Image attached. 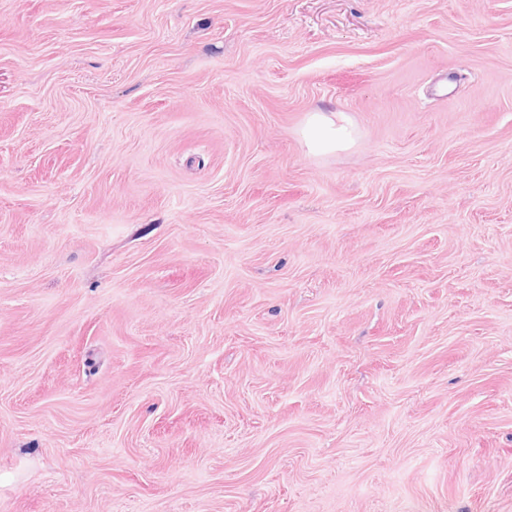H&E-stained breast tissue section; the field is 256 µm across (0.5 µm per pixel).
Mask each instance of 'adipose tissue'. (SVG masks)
Instances as JSON below:
<instances>
[{"label":"adipose tissue","mask_w":512,"mask_h":512,"mask_svg":"<svg viewBox=\"0 0 512 512\" xmlns=\"http://www.w3.org/2000/svg\"><path fill=\"white\" fill-rule=\"evenodd\" d=\"M299 137L308 155L322 157L351 149L357 133L344 113L317 110L308 113Z\"/></svg>","instance_id":"obj_1"}]
</instances>
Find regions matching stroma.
I'll use <instances>...</instances> for the list:
<instances>
[{"label":"stroma","instance_id":"obj_1","mask_svg":"<svg viewBox=\"0 0 512 512\" xmlns=\"http://www.w3.org/2000/svg\"><path fill=\"white\" fill-rule=\"evenodd\" d=\"M0 512H512V0H0ZM299 137L308 155L322 157L351 149L357 133L344 112L316 110L308 113Z\"/></svg>","mask_w":512,"mask_h":512}]
</instances>
